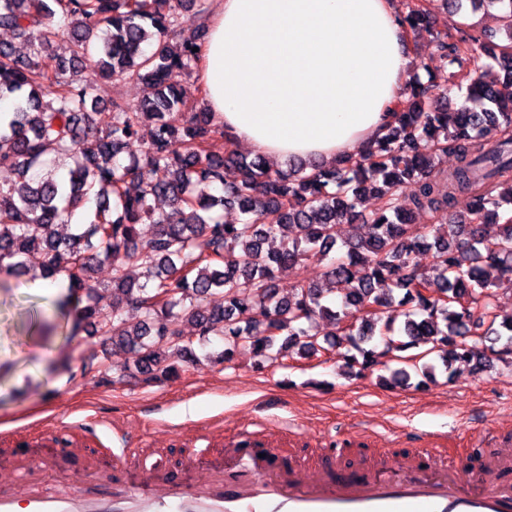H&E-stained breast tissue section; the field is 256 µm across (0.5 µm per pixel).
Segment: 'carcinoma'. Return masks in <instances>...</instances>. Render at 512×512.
<instances>
[{
  "label": "carcinoma",
  "instance_id": "cac0c4a2",
  "mask_svg": "<svg viewBox=\"0 0 512 512\" xmlns=\"http://www.w3.org/2000/svg\"><path fill=\"white\" fill-rule=\"evenodd\" d=\"M466 2L499 9L507 43L465 30L452 42L435 36L441 59L457 65L444 94L414 80L412 106L364 155L274 169L229 142L213 151L224 129L203 108L179 129L166 120L186 111L169 77L197 66L192 48L206 36V0H0V29L32 46L20 56L0 43V101L13 105L0 132V169L19 177L0 185V274L20 278L25 257L38 254L42 276L65 274L78 295L77 325L130 354L128 376L146 381L175 375V358L198 362L194 340L211 336L224 342L226 362L244 349L262 365L317 356L334 348L313 329L320 319L336 325L350 370H370L385 354L401 363L411 349L421 360L438 355L451 377L463 367L512 365V320L499 323L496 314L499 293L512 292V0H447L457 10ZM401 20L412 32L431 31L417 4ZM59 34L71 43L67 60L48 52ZM485 56L498 65L493 79ZM104 77L141 82L148 94L104 112L93 96ZM455 91L490 108L450 112ZM145 121L150 140L140 155L122 157ZM448 152L456 165L436 168L435 156ZM52 155L72 160L68 178L49 170ZM401 191L412 207L399 203ZM369 194L379 205L363 221L365 234L338 240L336 226L363 215ZM161 198L170 211L155 210ZM91 202L93 216L61 236L58 226ZM229 207L243 218L224 223ZM420 212L449 213L448 231L415 225ZM286 226L292 237L278 239ZM333 250L330 287L301 279L279 295L278 272L299 274ZM420 254L430 258L427 271L414 262ZM103 263L112 270L106 284L94 277ZM133 268L142 281L131 279ZM345 284L351 290L338 302ZM216 293L222 305L206 307ZM126 307L138 321L123 317ZM397 307L399 328L383 318ZM184 320L196 339L185 338ZM476 336L490 340V354L475 349Z\"/></svg>",
  "mask_w": 512,
  "mask_h": 512
}]
</instances>
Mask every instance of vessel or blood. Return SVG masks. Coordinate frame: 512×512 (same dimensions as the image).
Segmentation results:
<instances>
[{"mask_svg":"<svg viewBox=\"0 0 512 512\" xmlns=\"http://www.w3.org/2000/svg\"><path fill=\"white\" fill-rule=\"evenodd\" d=\"M76 456L78 449L50 441L13 463V481H0V512H512V484L501 474L512 465L507 438L484 452L477 470L421 448L339 475L289 463L274 442L246 432L218 454L187 449L177 479L162 456H88L84 481L71 487L61 477Z\"/></svg>","mask_w":512,"mask_h":512,"instance_id":"vessel-or-blood-1","label":"vessel or blood"}]
</instances>
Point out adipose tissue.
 Wrapping results in <instances>:
<instances>
[{
  "instance_id": "obj_1",
  "label": "adipose tissue",
  "mask_w": 512,
  "mask_h": 512,
  "mask_svg": "<svg viewBox=\"0 0 512 512\" xmlns=\"http://www.w3.org/2000/svg\"><path fill=\"white\" fill-rule=\"evenodd\" d=\"M397 0H215L197 64L232 143L332 161L383 135L411 79Z\"/></svg>"
}]
</instances>
